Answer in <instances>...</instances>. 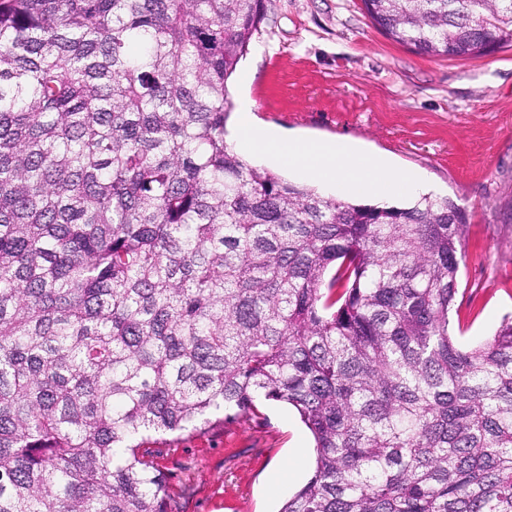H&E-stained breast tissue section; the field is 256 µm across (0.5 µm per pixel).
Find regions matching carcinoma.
Listing matches in <instances>:
<instances>
[{
    "mask_svg": "<svg viewBox=\"0 0 512 512\" xmlns=\"http://www.w3.org/2000/svg\"><path fill=\"white\" fill-rule=\"evenodd\" d=\"M429 56L512 0H362ZM265 0H0V512H177L139 436L291 406L280 512H512V317L449 331L464 214L355 204L225 142Z\"/></svg>",
    "mask_w": 512,
    "mask_h": 512,
    "instance_id": "obj_1",
    "label": "carcinoma"
}]
</instances>
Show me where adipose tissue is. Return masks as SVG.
I'll return each instance as SVG.
<instances>
[{
    "instance_id": "1",
    "label": "adipose tissue",
    "mask_w": 512,
    "mask_h": 512,
    "mask_svg": "<svg viewBox=\"0 0 512 512\" xmlns=\"http://www.w3.org/2000/svg\"><path fill=\"white\" fill-rule=\"evenodd\" d=\"M236 110L239 121L228 126L225 135L229 145L258 162L292 170L323 190L341 197L368 194L385 200L397 194L413 199L428 188L419 174L362 154L350 142L294 138L277 128L258 124L249 96L237 98Z\"/></svg>"
}]
</instances>
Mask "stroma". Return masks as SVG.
Returning a JSON list of instances; mask_svg holds the SVG:
<instances>
[{
	"label": "stroma",
	"instance_id": "stroma-1",
	"mask_svg": "<svg viewBox=\"0 0 512 512\" xmlns=\"http://www.w3.org/2000/svg\"><path fill=\"white\" fill-rule=\"evenodd\" d=\"M265 53H258V46ZM259 122L317 140L347 138L418 172L463 211L467 231L451 328L471 347L512 314V48L423 56L377 29L362 0H267L228 81ZM178 512H279L305 483L275 488L292 448L313 447L297 412H257L144 442Z\"/></svg>",
	"mask_w": 512,
	"mask_h": 512
}]
</instances>
